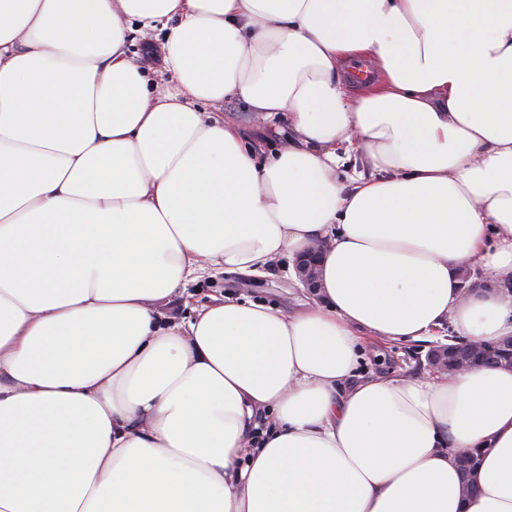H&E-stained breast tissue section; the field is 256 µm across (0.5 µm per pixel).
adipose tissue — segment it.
Masks as SVG:
<instances>
[{
	"label": "adipose tissue",
	"instance_id": "1",
	"mask_svg": "<svg viewBox=\"0 0 512 512\" xmlns=\"http://www.w3.org/2000/svg\"><path fill=\"white\" fill-rule=\"evenodd\" d=\"M319 243L295 310L158 307ZM509 272L512 0H0V512H512V369L359 371L511 336ZM161 24L155 30H147L143 34H136L134 40L129 45V54L136 64L143 67L157 68L162 44L166 40L168 29H160ZM153 51V54H147V50ZM245 107L242 101L236 99L225 100L224 106L218 112H221L220 114L224 116V120L242 126L250 142L259 143L266 151L269 148L278 147L283 137L279 136L270 124L266 125L253 119ZM447 336H435L431 343L429 342H407L397 343L381 349L382 354L377 358L373 353H367L364 361H361L360 372L369 374L375 372L378 374H389L392 370L402 369L408 375H422L431 372L428 354L439 347H443V340ZM446 347V346H445Z\"/></svg>",
	"mask_w": 512,
	"mask_h": 512
}]
</instances>
